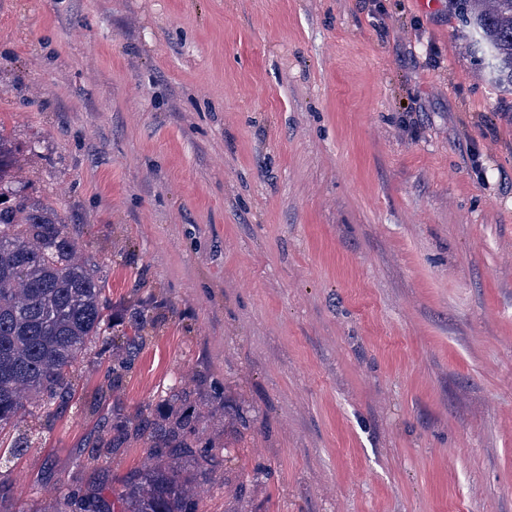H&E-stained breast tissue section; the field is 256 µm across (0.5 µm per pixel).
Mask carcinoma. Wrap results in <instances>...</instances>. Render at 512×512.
Segmentation results:
<instances>
[{"mask_svg":"<svg viewBox=\"0 0 512 512\" xmlns=\"http://www.w3.org/2000/svg\"><path fill=\"white\" fill-rule=\"evenodd\" d=\"M448 15L465 31V50L489 83L512 95V0H448ZM21 150L0 126V431L17 426L31 405L69 394L71 373L95 348L112 350V382L121 380L153 327L149 301L129 310L119 335L99 265L79 252L55 210L13 188ZM246 430L247 418L227 417L224 384H182L133 414L112 416L116 452L142 441L146 462L120 488L77 492L52 512H198V475L225 448L211 422Z\"/></svg>","mask_w":512,"mask_h":512,"instance_id":"cac0c4a2","label":"carcinoma"}]
</instances>
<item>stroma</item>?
<instances>
[{
  "label": "stroma",
  "instance_id": "1",
  "mask_svg": "<svg viewBox=\"0 0 512 512\" xmlns=\"http://www.w3.org/2000/svg\"><path fill=\"white\" fill-rule=\"evenodd\" d=\"M462 38L448 0H0L22 189L116 319L167 305L0 436L14 512L118 487L113 407L212 376L251 427L200 512H512V96Z\"/></svg>",
  "mask_w": 512,
  "mask_h": 512
}]
</instances>
